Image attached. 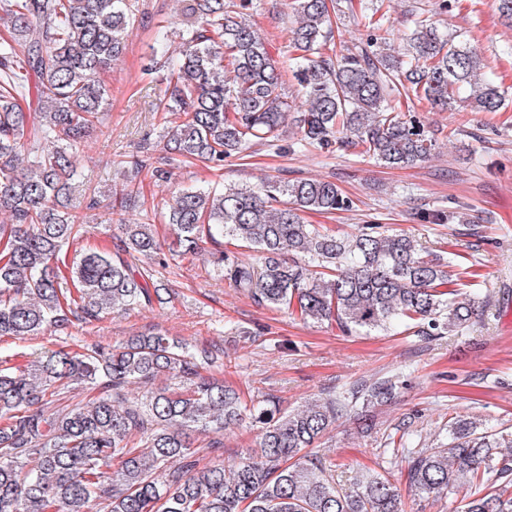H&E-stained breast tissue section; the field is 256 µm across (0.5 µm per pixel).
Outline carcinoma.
<instances>
[{
	"instance_id": "1",
	"label": "carcinoma",
	"mask_w": 512,
	"mask_h": 512,
	"mask_svg": "<svg viewBox=\"0 0 512 512\" xmlns=\"http://www.w3.org/2000/svg\"><path fill=\"white\" fill-rule=\"evenodd\" d=\"M186 27L179 52L156 51L150 73L166 82L162 138L170 154L219 167L253 142L280 150L291 121L298 145L358 148L388 166L429 160L435 133L394 100L430 109L499 112L505 93L481 75L477 49L417 17L404 51L391 29L373 24L366 42H335L333 0H293L297 54L275 61L247 20L253 0H180ZM0 337L43 335L75 318L85 324L169 299L147 259L156 223L171 227L172 257L196 256L229 237L260 253L252 263L219 251L214 276L273 308L348 334L396 323L423 336L463 330L478 317L475 297L453 287L455 258H427L415 241L382 224L338 236L304 213L347 210L335 183L273 176L254 187L189 186L163 211L148 209L128 162L107 203L115 251L68 257L87 215L71 207L80 147L99 129L110 89L97 74L126 48L130 0H0ZM304 90L289 96L288 77ZM38 107L27 112L30 78ZM144 216L127 223L126 213ZM428 224H469L467 213L432 209ZM217 350L190 346L160 329L107 347L47 350L24 367L0 369V512H403L391 472L363 467L345 490L336 463L317 451L339 418L392 399L397 378L358 381L295 409L271 398L248 403L212 374ZM98 391L62 405L59 387ZM150 388L130 396L133 385ZM249 418L255 450L231 466L199 467L188 434H220ZM448 442L414 448L386 435L382 453L404 463L406 481L430 496L465 491L461 512H512V430L457 414Z\"/></svg>"
}]
</instances>
